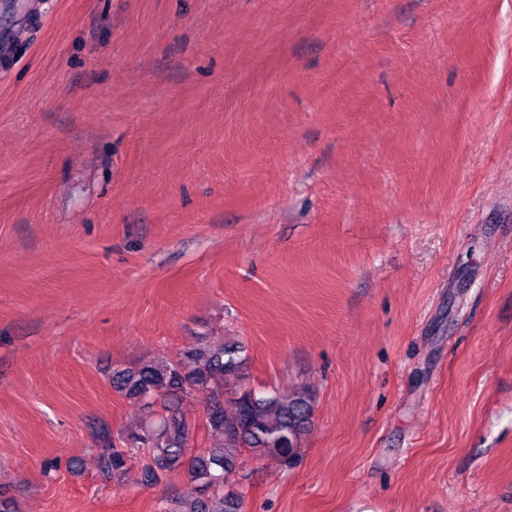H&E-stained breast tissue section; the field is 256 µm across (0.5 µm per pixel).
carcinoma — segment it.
<instances>
[{
  "label": "carcinoma",
  "instance_id": "1",
  "mask_svg": "<svg viewBox=\"0 0 512 512\" xmlns=\"http://www.w3.org/2000/svg\"><path fill=\"white\" fill-rule=\"evenodd\" d=\"M248 363L245 345L202 339L178 361L154 358L112 370V389L142 409L144 419L124 447L101 455L102 472L122 470L142 454V477L148 485L172 473L185 475L191 491L182 497L184 508L178 512H241V495L224 489L226 477L238 470L246 454L293 465L312 419L305 390L269 388L224 401L227 385L235 391L246 386ZM196 395L206 400L204 425L217 442L193 454L192 427L181 405Z\"/></svg>",
  "mask_w": 512,
  "mask_h": 512
}]
</instances>
